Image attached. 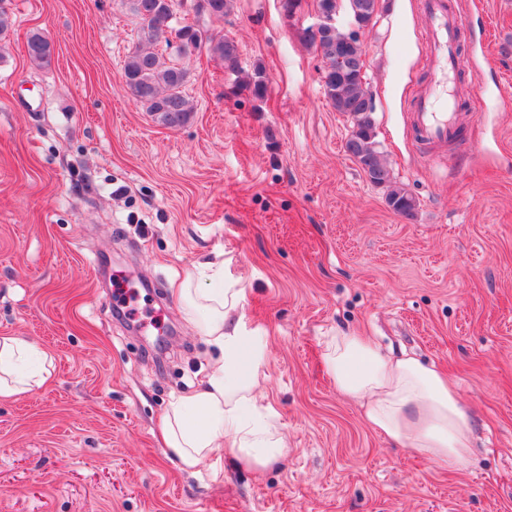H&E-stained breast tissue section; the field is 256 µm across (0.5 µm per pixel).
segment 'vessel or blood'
<instances>
[{
    "instance_id": "vessel-or-blood-1",
    "label": "vessel or blood",
    "mask_w": 512,
    "mask_h": 512,
    "mask_svg": "<svg viewBox=\"0 0 512 512\" xmlns=\"http://www.w3.org/2000/svg\"><path fill=\"white\" fill-rule=\"evenodd\" d=\"M423 34L429 46L427 67L431 80L413 96L411 124L415 137L424 142L452 139L461 112L475 111V92L457 96L448 91V76L460 69L463 59L458 37L463 26L459 13L449 9L447 0H422Z\"/></svg>"
}]
</instances>
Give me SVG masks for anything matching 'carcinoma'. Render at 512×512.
<instances>
[{"label": "carcinoma", "mask_w": 512, "mask_h": 512, "mask_svg": "<svg viewBox=\"0 0 512 512\" xmlns=\"http://www.w3.org/2000/svg\"><path fill=\"white\" fill-rule=\"evenodd\" d=\"M231 0H204L200 9L209 16L222 20L230 9ZM130 9L140 20L139 46L127 58L122 73L123 83L132 97L160 125L177 129L191 118V108L183 94L188 71L157 50L162 43L177 39V51L184 59L191 58L202 48L217 56L230 74L242 71L237 41L229 34L204 35L194 25L186 23L176 29L170 26L173 0H129ZM325 12L346 8L350 22L358 30L335 26L320 38L303 30L301 39L315 47L323 61L321 75L324 94L333 108L352 117L351 134L346 141L348 154L360 165L369 182L387 190L386 202L397 214L411 217L417 207L415 198L398 186L390 168L383 162L376 140L373 98L365 74L357 59L364 55L359 31L371 23L376 0H317ZM30 60L45 66L52 56L51 43L41 34H32L27 41ZM269 77L265 69L256 65L247 79L234 86L246 91L255 101H263L268 92Z\"/></svg>", "instance_id": "obj_1"}]
</instances>
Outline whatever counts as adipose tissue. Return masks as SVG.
Masks as SVG:
<instances>
[{
	"instance_id": "obj_1",
	"label": "adipose tissue",
	"mask_w": 512,
	"mask_h": 512,
	"mask_svg": "<svg viewBox=\"0 0 512 512\" xmlns=\"http://www.w3.org/2000/svg\"><path fill=\"white\" fill-rule=\"evenodd\" d=\"M182 313L221 352L203 385L172 396L162 420L166 445L188 471L230 455L264 468L288 443L259 402L266 345L242 325L244 291L225 287L222 268L198 267L178 288ZM324 363L337 389L388 439L455 470L470 459L473 428L456 388L434 368L408 356H386L354 333L326 342ZM51 374L45 353L15 336H0V398L42 386Z\"/></svg>"
}]
</instances>
